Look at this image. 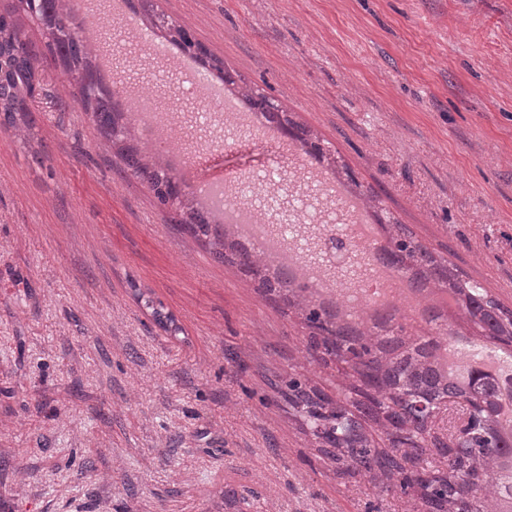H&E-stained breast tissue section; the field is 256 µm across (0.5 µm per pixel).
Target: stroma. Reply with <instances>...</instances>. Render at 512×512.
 <instances>
[{"label":"stroma","instance_id":"35a3bbf8","mask_svg":"<svg viewBox=\"0 0 512 512\" xmlns=\"http://www.w3.org/2000/svg\"><path fill=\"white\" fill-rule=\"evenodd\" d=\"M118 80L158 99L176 150L270 223L286 193L313 263L331 170L183 93L162 13L233 79L337 150L384 212L512 307V0H87ZM45 62L36 126L0 128V512H422L343 477L278 389L350 395L295 309L171 220ZM175 320L164 329L145 298ZM236 492L234 507L225 492Z\"/></svg>","mask_w":512,"mask_h":512}]
</instances>
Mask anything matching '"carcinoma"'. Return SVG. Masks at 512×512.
Returning a JSON list of instances; mask_svg holds the SVG:
<instances>
[{"instance_id": "cac0c4a2", "label": "carcinoma", "mask_w": 512, "mask_h": 512, "mask_svg": "<svg viewBox=\"0 0 512 512\" xmlns=\"http://www.w3.org/2000/svg\"><path fill=\"white\" fill-rule=\"evenodd\" d=\"M26 16L45 32V51L22 38L17 19ZM84 20L74 0H15L0 13V127L28 136L36 125L31 103L44 60L58 61L79 87L78 102L94 121L108 143L134 174L145 180L163 205L178 206L174 222L194 234L208 235L206 212L187 204L188 193L169 175L160 157L146 155L134 146L124 114L112 108V89L95 70V49L83 38ZM170 41L181 46L201 64L205 51L189 30L176 26ZM240 100L301 145L319 163L329 160L324 149L310 141L309 131L281 118L277 107L260 92L246 85L238 90ZM359 197L374 223L402 252L399 271L430 281L450 294L455 306L448 319H462L474 335L512 346V309L488 295L478 283L463 278L452 263L437 259L418 243L405 227H388L376 211L378 199L372 191ZM215 253L236 260L241 269L260 279V288L274 301L296 308L310 329L308 351L317 360L347 364L356 377L357 399L347 405L297 378L285 383L282 394L314 434L321 455L336 464V472L353 476L366 471L401 489L417 488L425 512H512V443L499 428L500 398L488 381L448 383L434 367L433 353L424 337L409 338L392 345L389 335L373 332L358 322L351 327L335 313H318L313 299L286 288L268 276L270 260L237 252L226 234L214 236ZM453 394L457 421L465 424L468 438L454 441L455 431L429 441L425 432L428 412L448 404ZM381 427L389 446H375L364 422ZM494 479L487 491L488 479ZM491 497H486V493Z\"/></svg>"}]
</instances>
